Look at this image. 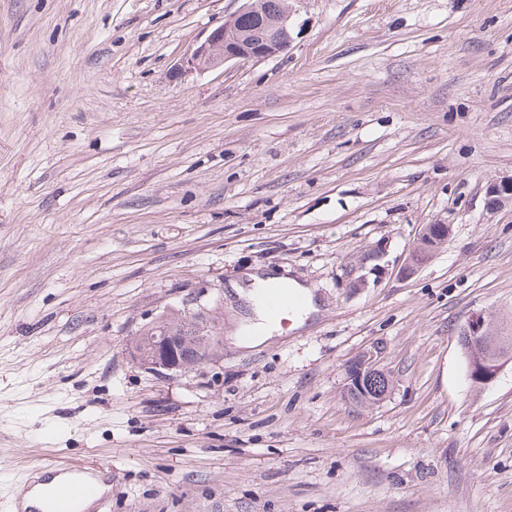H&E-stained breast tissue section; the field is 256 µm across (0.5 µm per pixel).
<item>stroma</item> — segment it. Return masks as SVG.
<instances>
[{
	"mask_svg": "<svg viewBox=\"0 0 512 512\" xmlns=\"http://www.w3.org/2000/svg\"><path fill=\"white\" fill-rule=\"evenodd\" d=\"M288 4L287 51L184 76L242 0H0V512L63 464L111 470L101 512H512V362L474 387L458 341L512 323V0ZM256 268L318 310L248 350ZM192 302L209 357L134 364ZM450 231L449 224L435 222L423 225L409 252L407 262L401 269V275L405 277L414 275L447 242ZM377 358V348H373L361 354V358L358 361H352L347 366L348 386L345 389V398L349 404H355L350 397L349 390L352 389L355 392L354 385L362 388L363 380L367 382L370 390V396L366 397V401L369 402L370 406L380 404L391 393V381L388 380L386 373L378 368Z\"/></svg>",
	"mask_w": 512,
	"mask_h": 512,
	"instance_id": "stroma-1",
	"label": "stroma"
}]
</instances>
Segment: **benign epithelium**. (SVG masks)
I'll list each match as a JSON object with an SVG mask.
<instances>
[{
	"label": "benign epithelium",
	"instance_id": "obj_1",
	"mask_svg": "<svg viewBox=\"0 0 512 512\" xmlns=\"http://www.w3.org/2000/svg\"><path fill=\"white\" fill-rule=\"evenodd\" d=\"M292 12L288 0H283L278 12L269 14L258 0H245L242 8L232 17L216 26L179 60L177 70L182 75L201 73L224 66L230 61H263L278 56L288 49L292 41ZM500 181L488 184L485 191L487 211L494 213L499 209L512 206V196L498 194ZM450 225L435 222L422 226L407 262L401 269V275L410 277L428 262L448 240ZM493 335L492 316L478 313L463 326L459 343L464 353L484 345V337ZM179 341L160 328L151 330L150 350L141 353L133 351L135 362L142 368L159 375L183 371L179 356ZM378 351L373 348L361 354V358L347 366L348 386L367 382L370 396L366 401L370 405L383 402L391 393V381L386 373L378 368ZM469 376L473 384H490L499 373L504 362L499 358L476 362L468 360Z\"/></svg>",
	"mask_w": 512,
	"mask_h": 512
}]
</instances>
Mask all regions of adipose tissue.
I'll return each mask as SVG.
<instances>
[{
  "instance_id": "adipose-tissue-1",
  "label": "adipose tissue",
  "mask_w": 512,
  "mask_h": 512,
  "mask_svg": "<svg viewBox=\"0 0 512 512\" xmlns=\"http://www.w3.org/2000/svg\"><path fill=\"white\" fill-rule=\"evenodd\" d=\"M293 286L291 279L282 272H267L261 269L246 273L242 279L232 281L231 287L241 298L246 299L253 308V317L248 325L247 335L235 337L234 342L242 348H252L263 344L280 328L279 323L271 320L263 298L268 289Z\"/></svg>"
}]
</instances>
